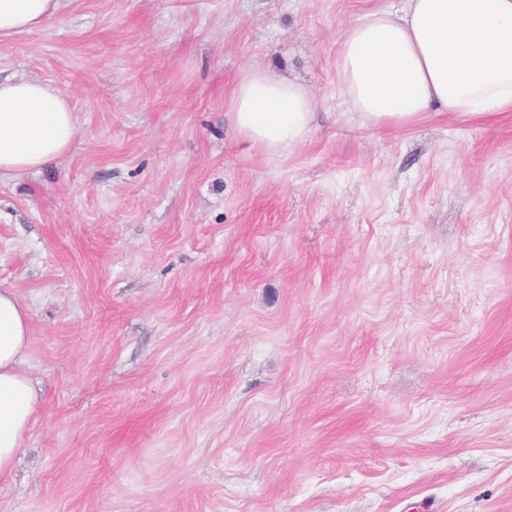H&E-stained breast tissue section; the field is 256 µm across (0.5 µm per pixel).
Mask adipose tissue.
<instances>
[{"instance_id":"adipose-tissue-1","label":"adipose tissue","mask_w":512,"mask_h":512,"mask_svg":"<svg viewBox=\"0 0 512 512\" xmlns=\"http://www.w3.org/2000/svg\"><path fill=\"white\" fill-rule=\"evenodd\" d=\"M63 0H0V43L55 19ZM336 70L350 108L379 128L427 113L512 112V0H405L373 9L340 37ZM314 102L302 86L246 72L228 101L235 129L268 155L306 140ZM79 132L68 95L49 82L0 78V176L60 162ZM28 307L0 289V484L8 483L39 405L24 366Z\"/></svg>"}]
</instances>
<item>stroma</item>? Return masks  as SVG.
Returning a JSON list of instances; mask_svg holds the SVG:
<instances>
[{
    "label": "stroma",
    "mask_w": 512,
    "mask_h": 512,
    "mask_svg": "<svg viewBox=\"0 0 512 512\" xmlns=\"http://www.w3.org/2000/svg\"><path fill=\"white\" fill-rule=\"evenodd\" d=\"M402 0H67L0 44L80 132L0 178L40 404L0 512H512V112L366 125L339 37ZM250 69L314 99L250 148ZM314 102L302 86L260 70L246 72L228 101L235 129L267 155H281L306 140Z\"/></svg>",
    "instance_id": "stroma-1"
}]
</instances>
